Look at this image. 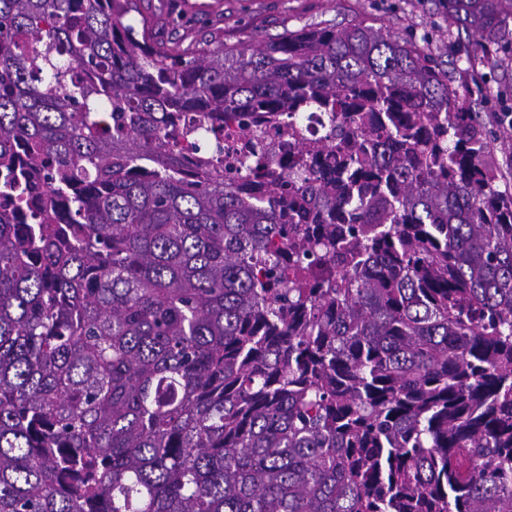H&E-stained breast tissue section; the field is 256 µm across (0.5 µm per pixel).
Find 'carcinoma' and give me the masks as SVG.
Masks as SVG:
<instances>
[{"label": "carcinoma", "mask_w": 512, "mask_h": 512, "mask_svg": "<svg viewBox=\"0 0 512 512\" xmlns=\"http://www.w3.org/2000/svg\"><path fill=\"white\" fill-rule=\"evenodd\" d=\"M134 10L0 0V512H512V192L443 62Z\"/></svg>", "instance_id": "cac0c4a2"}]
</instances>
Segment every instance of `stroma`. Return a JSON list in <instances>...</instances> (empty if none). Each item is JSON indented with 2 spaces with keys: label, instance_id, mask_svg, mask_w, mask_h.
<instances>
[{
  "label": "stroma",
  "instance_id": "obj_1",
  "mask_svg": "<svg viewBox=\"0 0 512 512\" xmlns=\"http://www.w3.org/2000/svg\"><path fill=\"white\" fill-rule=\"evenodd\" d=\"M155 32L169 46L188 49L200 39L246 45L309 24L364 21L413 36L452 71L461 92L482 98L481 112L494 139L491 158L501 170V188L512 189V56L496 66L482 63L476 37L448 26L441 0H136Z\"/></svg>",
  "mask_w": 512,
  "mask_h": 512
}]
</instances>
